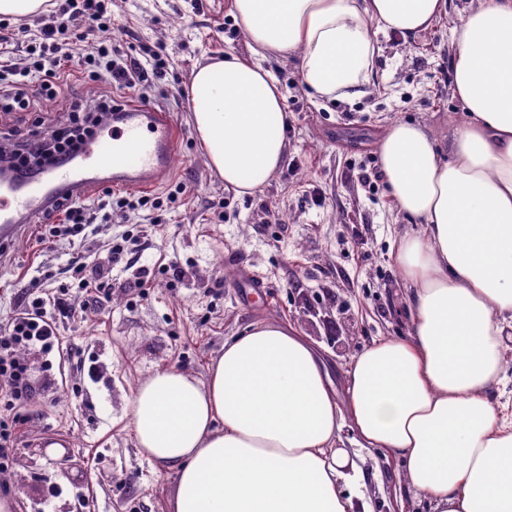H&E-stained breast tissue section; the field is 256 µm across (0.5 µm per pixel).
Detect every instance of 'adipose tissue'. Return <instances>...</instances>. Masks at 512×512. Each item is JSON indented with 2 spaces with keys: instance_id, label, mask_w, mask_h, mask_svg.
Listing matches in <instances>:
<instances>
[{
  "instance_id": "obj_1",
  "label": "adipose tissue",
  "mask_w": 512,
  "mask_h": 512,
  "mask_svg": "<svg viewBox=\"0 0 512 512\" xmlns=\"http://www.w3.org/2000/svg\"><path fill=\"white\" fill-rule=\"evenodd\" d=\"M447 0H232L250 56L193 70L189 110L226 190L250 194L288 151L285 97L261 57H294L317 98L356 99L377 34L414 43ZM452 88L466 120L448 147L395 120L378 150L399 213L422 224L395 254L408 336L354 354L339 404L322 355L264 319L225 341L207 380L178 368L129 401L140 454L174 472L165 512H353L362 469L336 441L396 452L431 512H512V417L488 395L512 336V0H470L451 30Z\"/></svg>"
}]
</instances>
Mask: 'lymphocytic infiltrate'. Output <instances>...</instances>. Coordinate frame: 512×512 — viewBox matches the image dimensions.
<instances>
[{
    "label": "lymphocytic infiltrate",
    "mask_w": 512,
    "mask_h": 512,
    "mask_svg": "<svg viewBox=\"0 0 512 512\" xmlns=\"http://www.w3.org/2000/svg\"><path fill=\"white\" fill-rule=\"evenodd\" d=\"M111 28L112 0H46L37 26L0 21V47L22 41L27 53L23 65L0 61V113L21 112L28 118L26 128L14 127L0 136L1 162L25 172L75 154L124 106L123 91L135 92L138 100L148 102V90L168 73V60L161 47L150 44L121 51L104 37ZM72 40L86 43L87 52H67ZM72 73L96 84L110 83L111 88L88 102L71 97ZM39 99L63 103L64 121L46 125L35 107ZM33 341L49 349L62 343L54 317L39 298L13 312L0 331V399L31 400L20 350Z\"/></svg>",
    "instance_id": "obj_1"
}]
</instances>
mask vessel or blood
<instances>
[{"mask_svg": "<svg viewBox=\"0 0 512 512\" xmlns=\"http://www.w3.org/2000/svg\"><path fill=\"white\" fill-rule=\"evenodd\" d=\"M177 136L171 114L129 105L113 113L111 123L76 154L0 179V244L15 240L59 195L161 184L171 174Z\"/></svg>", "mask_w": 512, "mask_h": 512, "instance_id": "b4317fda", "label": "vessel or blood"}]
</instances>
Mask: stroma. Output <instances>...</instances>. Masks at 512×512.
<instances>
[{
    "mask_svg": "<svg viewBox=\"0 0 512 512\" xmlns=\"http://www.w3.org/2000/svg\"><path fill=\"white\" fill-rule=\"evenodd\" d=\"M230 0H116L111 36L127 48L161 45L170 68L189 78L199 62L248 42L230 19ZM469 0L407 48L379 36L366 96L319 101L295 59H266L285 96L288 153L262 190L234 195L208 166L188 105L168 82L152 104L171 112L180 141L169 179L154 189L184 194L157 224L113 212L69 240L44 241L29 225L0 252V320L28 298L52 300L66 287L72 309L57 320L68 356L28 351L41 393L15 407L27 417L12 464L0 471L14 512H163L175 475L140 456L128 415L133 389L151 373L180 368L207 379L224 342L271 318L293 325L320 349L337 395L352 356L372 340L409 333L407 286L391 255L411 226L387 192L377 142L389 121L422 123L447 143L464 120L452 91L449 34ZM132 238L131 259L111 264V298L84 310L86 294L68 272L108 263L111 243ZM367 475L368 512H429L402 486L396 454L363 449L350 427L336 442Z\"/></svg>",
    "mask_w": 512,
    "mask_h": 512,
    "instance_id": "1",
    "label": "stroma"
}]
</instances>
